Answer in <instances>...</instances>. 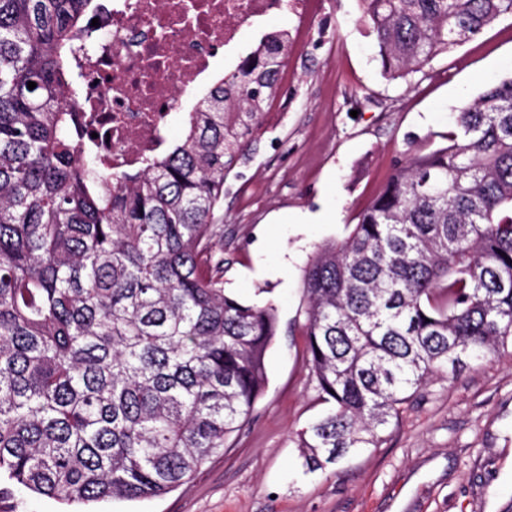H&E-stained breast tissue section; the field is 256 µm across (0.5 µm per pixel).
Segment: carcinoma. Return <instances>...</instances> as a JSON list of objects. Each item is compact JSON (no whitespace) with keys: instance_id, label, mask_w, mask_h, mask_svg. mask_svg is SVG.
<instances>
[{"instance_id":"carcinoma-1","label":"carcinoma","mask_w":512,"mask_h":512,"mask_svg":"<svg viewBox=\"0 0 512 512\" xmlns=\"http://www.w3.org/2000/svg\"><path fill=\"white\" fill-rule=\"evenodd\" d=\"M362 2L393 80L512 15V0ZM99 9L0 0V497L91 504L189 482L252 413L277 335L273 302L224 290L223 204L288 31L187 113L177 143L114 174L69 104ZM305 289L304 363L330 405L297 434L306 474L380 447L431 376L512 344V74L394 169Z\"/></svg>"}]
</instances>
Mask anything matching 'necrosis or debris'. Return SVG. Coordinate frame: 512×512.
<instances>
[{
  "mask_svg": "<svg viewBox=\"0 0 512 512\" xmlns=\"http://www.w3.org/2000/svg\"><path fill=\"white\" fill-rule=\"evenodd\" d=\"M319 0H112L86 46L81 112L91 114L99 150L113 171L160 152L175 114L190 109L219 52L275 13L310 17Z\"/></svg>",
  "mask_w": 512,
  "mask_h": 512,
  "instance_id": "necrosis-or-debris-1",
  "label": "necrosis or debris"
}]
</instances>
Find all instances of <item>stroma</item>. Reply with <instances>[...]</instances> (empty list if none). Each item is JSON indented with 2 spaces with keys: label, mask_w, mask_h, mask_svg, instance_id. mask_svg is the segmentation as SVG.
Here are the masks:
<instances>
[{
  "label": "stroma",
  "mask_w": 512,
  "mask_h": 512,
  "mask_svg": "<svg viewBox=\"0 0 512 512\" xmlns=\"http://www.w3.org/2000/svg\"><path fill=\"white\" fill-rule=\"evenodd\" d=\"M319 42L290 45L285 122L224 183V288L277 307L268 383L241 432L186 485L96 512H512V347L432 377L382 447L304 474L295 438L328 410L304 365L305 268L345 240L398 163L512 73V16L388 79L360 0H321Z\"/></svg>",
  "instance_id": "1"
}]
</instances>
